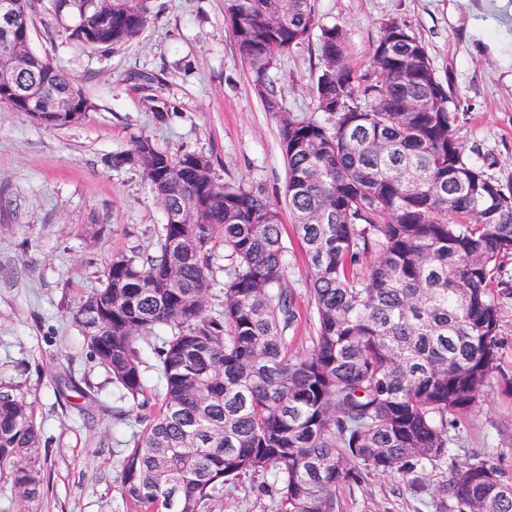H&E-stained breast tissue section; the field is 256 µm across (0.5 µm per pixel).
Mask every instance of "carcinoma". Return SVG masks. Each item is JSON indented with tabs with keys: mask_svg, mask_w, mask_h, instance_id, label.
Returning <instances> with one entry per match:
<instances>
[{
	"mask_svg": "<svg viewBox=\"0 0 512 512\" xmlns=\"http://www.w3.org/2000/svg\"><path fill=\"white\" fill-rule=\"evenodd\" d=\"M12 5L20 25L0 29V53L24 36L31 0ZM75 15L70 37L103 47L135 39L151 0H54ZM235 44L264 108L280 122L288 208L311 269L316 335L290 349L298 312L283 287L282 224L241 182L221 181L211 158L169 152L147 137L115 154L139 168L166 214L158 248L112 255L103 285L77 312L85 338L124 398L145 394L138 340L167 329L155 348L161 404L121 461L120 486L136 512H214L224 485L270 474L276 512H336V487L359 482L360 462L428 492L425 508L512 512V482L493 456L455 461L457 418L488 388L500 340L498 297L512 258V186L471 161L458 108L425 46L386 25L370 80L347 62L346 36L320 28L313 86L326 122L283 111L268 74L315 27L310 0H225ZM16 82L90 103L46 57L25 46ZM421 100L424 110L411 111ZM0 104L59 127L0 88ZM192 224H175L184 206ZM224 244V307L215 248ZM39 431L31 406L0 383V467L38 495Z\"/></svg>",
	"mask_w": 512,
	"mask_h": 512,
	"instance_id": "1",
	"label": "carcinoma"
}]
</instances>
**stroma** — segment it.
Masks as SVG:
<instances>
[{
	"label": "stroma",
	"instance_id": "35a3bbf8",
	"mask_svg": "<svg viewBox=\"0 0 512 512\" xmlns=\"http://www.w3.org/2000/svg\"><path fill=\"white\" fill-rule=\"evenodd\" d=\"M317 24L341 27L348 61L372 73V49L396 21L426 47L437 76L457 98V135L475 162L512 184V0H314ZM134 41L91 48L70 39L77 19L35 0L30 46L48 56L92 105L81 124L50 128L0 106V382L17 386L39 430L43 482L37 499L0 468V512H135L120 490L137 410L121 399L92 355L77 318L101 287L114 253L152 252L166 221L140 169L108 157L146 136L163 150L201 152L217 176L260 192L283 225L285 286L300 319L291 340L311 347V270L285 202L287 172L279 122L265 112L255 77L238 54L224 0H152ZM319 41L310 34L269 73L284 111L322 119L311 93ZM170 111L158 118L156 102ZM499 367L490 389L457 422L458 461L498 458L512 482V297L500 301ZM272 480L242 476L216 512H274ZM338 512H417L413 490L364 472L337 487Z\"/></svg>",
	"mask_w": 512,
	"mask_h": 512
}]
</instances>
